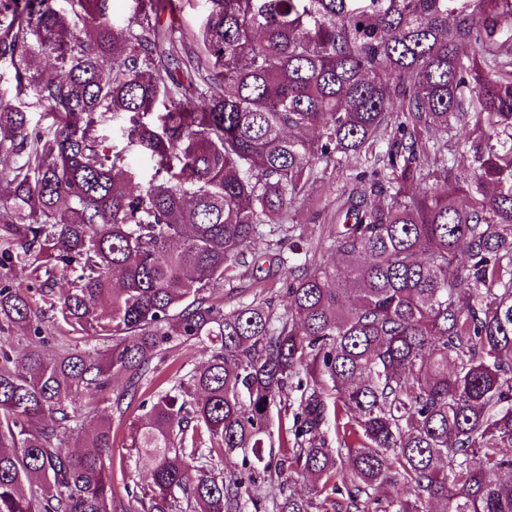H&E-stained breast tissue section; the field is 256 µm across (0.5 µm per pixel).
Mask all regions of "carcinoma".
I'll return each instance as SVG.
<instances>
[{"label": "carcinoma", "mask_w": 512, "mask_h": 512, "mask_svg": "<svg viewBox=\"0 0 512 512\" xmlns=\"http://www.w3.org/2000/svg\"><path fill=\"white\" fill-rule=\"evenodd\" d=\"M66 3L0 0V252L28 279L0 275V512H125L96 402L117 381L116 403L135 394L181 339L206 361L127 426L149 512H245V479L203 447L267 470L284 402L279 467L338 480L333 512L388 484L380 512H512V0H207L191 47L182 0H134L123 24L112 0ZM351 155L367 167L336 210L346 274L289 267L283 315L213 301L261 258V225L294 223L316 166ZM34 288L52 322L108 346L51 347ZM292 425V413L282 409V411H277V409H274L273 416H272V426H271V433L273 435V440L275 443L276 450L278 448H282L283 452L285 453V448H292V444L290 443L289 434L286 433L288 431V428ZM281 432L283 433L285 437V443L280 445L281 440Z\"/></svg>", "instance_id": "carcinoma-1"}]
</instances>
